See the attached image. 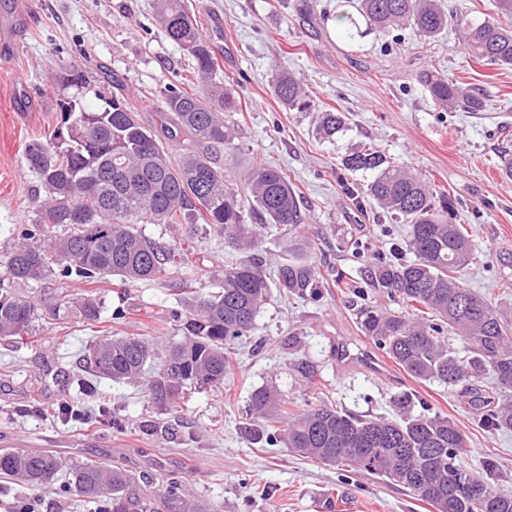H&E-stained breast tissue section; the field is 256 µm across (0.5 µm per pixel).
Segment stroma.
Here are the masks:
<instances>
[{
    "instance_id": "stroma-1",
    "label": "stroma",
    "mask_w": 512,
    "mask_h": 512,
    "mask_svg": "<svg viewBox=\"0 0 512 512\" xmlns=\"http://www.w3.org/2000/svg\"><path fill=\"white\" fill-rule=\"evenodd\" d=\"M295 2L186 0L239 101L231 119L241 149L220 166L241 187L255 157L273 161L305 217L300 232L267 229L252 255L269 270L287 258L311 261L322 275L319 296L288 301L270 288L253 332L235 342L223 393L194 390L179 409L163 411L142 385L99 382L113 417L125 423L118 433L110 420L89 427L57 408L82 397L90 344L112 335L158 342L179 335L172 312L185 307L188 293L112 277L89 288L102 308L99 320L88 322L76 309L84 284L57 274L34 288L13 284V293L35 301L38 316L28 336L0 338V449L51 451L74 462L111 459L139 476L144 494L156 495L176 478L221 512H316L321 499L335 502L336 512H434L401 486L252 444L239 432L251 391L266 384L299 408L324 397L366 417L389 415L391 397L407 392L415 404L448 416L468 441L469 462H495L499 488L512 492V430L480 422L484 401L497 399L491 380L468 390L416 381L361 332L345 283L366 287V303L389 306L386 293L372 287L370 271L404 227L389 224L357 195L367 174L342 167L348 155L374 146L448 193L477 248L463 285L512 318V178L500 160L504 139L512 138V68L472 61L452 29L435 39L408 26L371 30L351 41L339 29V0H311L309 23L296 15ZM152 3L27 0L31 22L0 66V254L32 223L34 203L44 197L25 150L59 121L60 64L89 65L105 81L119 77L141 122L154 130L164 88L192 90V58L167 37ZM282 68L303 86L311 110L286 107L274 96L272 79ZM427 70L480 94L483 111L435 107L418 81ZM326 109L348 119L347 131L331 141L317 130V114ZM142 230L181 244L191 261L182 274L190 291H214L217 274L244 258L205 224ZM360 242L366 250H357Z\"/></svg>"
}]
</instances>
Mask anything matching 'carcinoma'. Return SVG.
<instances>
[{
	"instance_id": "1",
	"label": "carcinoma",
	"mask_w": 512,
	"mask_h": 512,
	"mask_svg": "<svg viewBox=\"0 0 512 512\" xmlns=\"http://www.w3.org/2000/svg\"><path fill=\"white\" fill-rule=\"evenodd\" d=\"M343 2L349 10L337 18L350 39L363 23L384 32L409 24L429 38L453 27L473 61L512 67V26L447 14L439 0ZM153 8L168 38L192 57L203 92L166 87L159 136L140 122L120 80L94 87L91 68L60 65V122L48 137L26 147L45 199L35 223L0 255L9 282L38 283L56 271L88 285L111 276L129 283L167 278L176 285L188 254L175 243L150 239L137 225L208 224L225 247L251 250L260 244L265 223L294 229L304 224L296 193L276 164L254 158L245 201L211 154L165 148L161 138L185 135L195 144L235 153L236 131L226 113L237 110L238 100L224 87L216 51L185 0H153ZM422 83L438 107L448 110L462 101L471 112L483 111V99L457 80L429 72ZM90 91L98 101L94 107L86 105ZM273 92L288 107H310L302 86L284 69L274 76ZM72 105L78 111H68ZM319 130L326 139L344 132L346 116L321 112ZM343 166L351 173H370V201L407 226L405 238L377 258L371 282L412 312L364 303L357 309L360 330L416 380L456 387L492 377L499 402L482 421L494 430L512 429V322L456 276L469 264L472 245L464 227L453 223V201L443 194L434 204V192L424 181L378 151L352 154ZM246 209L260 223H245ZM404 250L413 259H401ZM273 286L312 298L318 295L320 272L310 262L285 259L269 276L254 261L240 262L224 269L221 291L193 296L181 340L163 345L113 336L95 344L85 363L100 380L143 378L153 404L164 411L176 408L193 387H224L230 346L254 328ZM79 307L85 319L100 318L92 293L81 297ZM35 315L28 297L0 287V337L28 332ZM450 331L463 339L464 350L448 344ZM413 407L412 395L400 393L392 400L393 418L358 417L325 402L294 410L277 389L261 386L250 395L251 421L241 434L254 443H279L297 455L390 480L436 512H512V493L495 487L494 465L486 464L481 474L468 469L467 442L455 424L439 413L416 414ZM64 469L74 490L98 503L99 512H210L177 479L149 497L139 492L131 471L108 461L73 465L53 454L0 450V475L29 488H52Z\"/></svg>"
}]
</instances>
